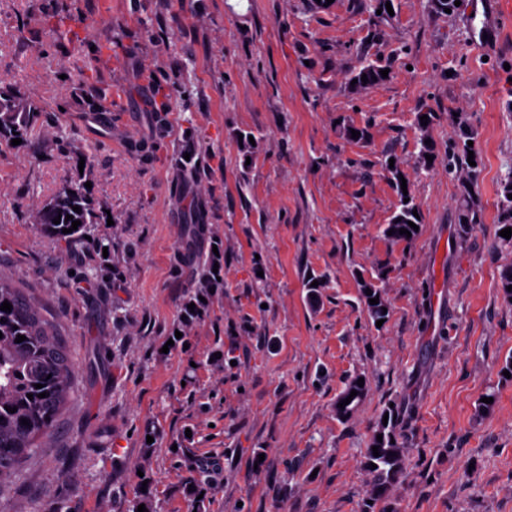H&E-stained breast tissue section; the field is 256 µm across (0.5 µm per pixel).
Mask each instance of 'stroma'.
I'll list each match as a JSON object with an SVG mask.
<instances>
[{
    "label": "stroma",
    "instance_id": "obj_1",
    "mask_svg": "<svg viewBox=\"0 0 512 512\" xmlns=\"http://www.w3.org/2000/svg\"><path fill=\"white\" fill-rule=\"evenodd\" d=\"M315 2L0 0V91L43 108L38 153L0 144V278L34 298L73 363L72 395L0 485V512H192L183 482L199 474L168 446L190 397L196 451L220 462L207 512H359L373 484L364 456L390 408L405 458L393 512H512V302L500 288L512 247L497 237L512 178V0L485 57L460 12L429 0H392L386 18L373 0ZM379 58L386 82L349 84ZM139 69L169 100L165 125L133 108ZM107 84L117 100L99 132L83 93ZM422 107L435 114L425 132ZM463 121L483 160L465 236L466 168L448 164ZM351 123L366 140L347 138ZM389 149L422 217L405 246L383 235L398 207ZM75 182L96 221L71 247L38 211ZM199 224L223 243L224 286L191 330L192 356L166 355L207 269V243L196 266L177 258ZM363 277L389 303L383 326ZM217 349L220 376L207 364ZM358 376L368 389L345 421L336 399ZM150 426L159 437L145 448ZM359 287L362 300L364 301L370 318L374 321V323L381 319H385L386 322V319L389 316V306L381 291L377 288L376 284L372 280H367L363 277L359 280ZM366 289H370L372 295H366ZM371 298H379V303L371 305L369 302V299ZM382 307L387 308V313H383Z\"/></svg>",
    "mask_w": 512,
    "mask_h": 512
}]
</instances>
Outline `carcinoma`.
<instances>
[{"label": "carcinoma", "instance_id": "carcinoma-1", "mask_svg": "<svg viewBox=\"0 0 512 512\" xmlns=\"http://www.w3.org/2000/svg\"><path fill=\"white\" fill-rule=\"evenodd\" d=\"M389 68V65L379 61L367 62L362 67L350 73V79L357 80L355 86L362 87L381 84L386 81L380 71ZM367 75L368 82L361 80ZM42 108L37 104H30L18 109L11 97L0 91V143L9 142L18 137L28 141V136L37 123ZM475 140V135L466 123H461L460 137L452 157L468 162V151L474 152L475 165L467 166L469 176L463 183V196H471L474 182L480 172L482 160L476 148L468 146V142ZM386 177L392 185L399 200V209L384 228L388 233L387 239L393 243H408L416 236L417 231L408 225L413 222L421 224V219L413 215L418 209L412 194H403L400 175L404 174L402 161L394 158V167H389V160L382 163ZM503 200L500 201V229L512 228V181L503 186ZM78 206L81 212L73 211ZM72 219H67V216ZM61 217L60 223H53L54 218ZM80 221L77 229H72V222ZM40 223L53 230L69 245L75 246L85 238V227L95 223V214L88 203L87 191L83 184L73 183L57 191L50 200L40 209ZM69 233H62V229ZM406 229L410 235L399 233ZM360 294L367 312L373 321L388 318L383 309L388 303L376 284L362 278L359 280ZM372 295H367L366 290ZM379 299V303L370 304L369 299ZM11 304V311L0 310V481L11 472L15 463L25 454L37 448V441L49 433L55 426L57 417L64 406L71 390L72 360L62 337L58 336L50 320L32 302L31 298L21 289L14 288L0 281V304ZM23 335L26 340L17 343V336ZM42 388L37 389L35 385ZM357 395L345 408H336V413L347 420L353 415L359 401H361L365 388L351 380L345 390L340 393L336 402L341 403L351 395ZM46 393L40 398L38 394ZM33 398H28V395ZM17 408L14 413L8 409ZM28 420L24 425L21 419ZM398 416L388 411L387 424L379 425L376 434L382 435V440L372 438L371 447L367 448L364 465L371 470L374 484L369 500L363 503L361 512H376V505L385 499L387 490L395 485L403 474V448L399 444L391 443L396 438L395 429ZM378 447L379 456L373 455V447ZM377 468H372V465Z\"/></svg>", "mask_w": 512, "mask_h": 512}]
</instances>
